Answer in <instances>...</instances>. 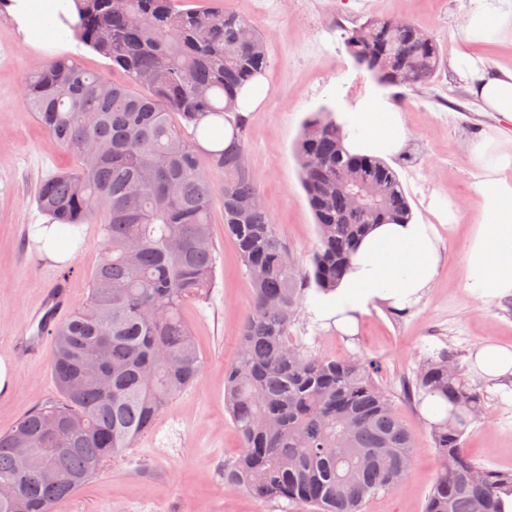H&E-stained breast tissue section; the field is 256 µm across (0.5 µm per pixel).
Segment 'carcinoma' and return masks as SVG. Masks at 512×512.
<instances>
[{"mask_svg": "<svg viewBox=\"0 0 512 512\" xmlns=\"http://www.w3.org/2000/svg\"><path fill=\"white\" fill-rule=\"evenodd\" d=\"M73 3L75 21L59 19L123 80L67 54L27 76L28 110L76 160L41 183L37 205L64 236L101 225L105 257L90 274L87 301L50 329L61 399L0 433V483L12 485L0 512H56L196 381L203 360L182 311L214 286L218 200L251 288L224 372V402L241 440L224 482L305 512H362L404 481L415 436L379 382L377 361L313 355L292 342L290 328L306 291L334 290L373 225L411 218L395 171L348 153L334 113L311 114L295 152L318 247L311 268L299 266L247 163L237 105L268 65L265 35L233 11L184 9L181 0ZM344 43L381 86L423 88L441 66L434 36L404 18L349 29ZM206 117L211 123L201 124ZM226 122L230 143L205 147L223 140ZM428 395L450 408L426 422L441 468L424 512H502L512 471L462 452L468 427L486 413L483 387L446 350L424 358L408 380L417 405Z\"/></svg>", "mask_w": 512, "mask_h": 512, "instance_id": "cac0c4a2", "label": "carcinoma"}]
</instances>
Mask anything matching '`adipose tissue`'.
<instances>
[{
  "label": "adipose tissue",
  "instance_id": "ef3b65f1",
  "mask_svg": "<svg viewBox=\"0 0 512 512\" xmlns=\"http://www.w3.org/2000/svg\"><path fill=\"white\" fill-rule=\"evenodd\" d=\"M461 34L469 42H493L512 32V0H470ZM65 0H12L9 10L25 32L56 29ZM453 68L468 77L472 94L486 110L512 119V68L486 65L468 53L457 55ZM336 120L352 153L387 157L407 140L405 119L397 108L370 102L361 111L341 112ZM473 164L484 178L477 185L480 208L466 255V286L478 300L512 295V154L495 139L474 143ZM439 237L434 225L411 220L374 226L358 246L348 273L335 290L315 294L311 310L351 335L371 305L383 302L402 311L430 288L439 264Z\"/></svg>",
  "mask_w": 512,
  "mask_h": 512
}]
</instances>
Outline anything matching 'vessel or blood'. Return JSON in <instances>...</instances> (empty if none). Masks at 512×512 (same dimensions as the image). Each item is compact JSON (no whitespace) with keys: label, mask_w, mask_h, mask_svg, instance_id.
I'll use <instances>...</instances> for the list:
<instances>
[{"label":"vessel or blood","mask_w":512,"mask_h":512,"mask_svg":"<svg viewBox=\"0 0 512 512\" xmlns=\"http://www.w3.org/2000/svg\"><path fill=\"white\" fill-rule=\"evenodd\" d=\"M71 303L72 295L67 280L58 279L45 284L39 305L31 312L28 323L21 325L12 339L10 351L15 363L40 359L44 343L43 330L61 321Z\"/></svg>","instance_id":"1"}]
</instances>
